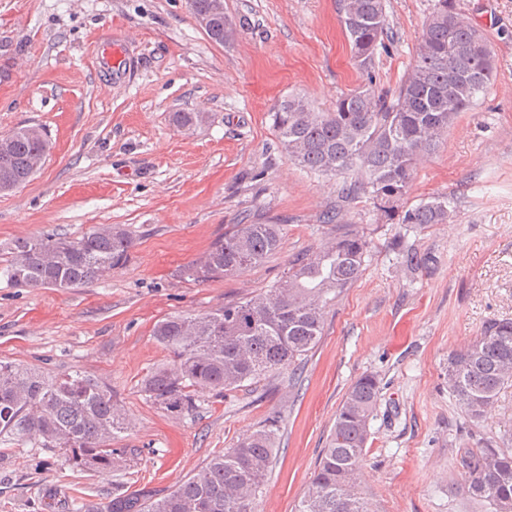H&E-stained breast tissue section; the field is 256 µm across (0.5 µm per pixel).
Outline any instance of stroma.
<instances>
[{
	"label": "stroma",
	"instance_id": "stroma-1",
	"mask_svg": "<svg viewBox=\"0 0 512 512\" xmlns=\"http://www.w3.org/2000/svg\"><path fill=\"white\" fill-rule=\"evenodd\" d=\"M434 4L387 0L394 42L374 58L376 91L393 93L411 69ZM453 4L484 33L496 77L385 212L366 195L341 204L337 179L276 146L282 98L328 112L365 82L337 0H224L237 35L223 45L186 0H0V134L36 125L52 142L27 184L0 192V268L19 238L120 224L134 240L126 261L86 287L15 288L0 276V361L97 377L130 419L113 445L134 451L99 474L0 436V512H47L52 491L93 503L116 491L164 495L272 418L276 448L257 508L295 512L346 392L367 373L380 386L359 468L371 512H486L460 492L459 460L478 439L512 434V387L474 425L444 375L487 320L512 319V0ZM176 112L206 119L183 130ZM434 196L448 200L447 223H400ZM337 206L368 253L298 371L199 392L180 419L149 401L143 379L173 358L154 325L270 288L327 241L322 216ZM255 223L279 225L278 253L203 284L181 276L232 225Z\"/></svg>",
	"mask_w": 512,
	"mask_h": 512
}]
</instances>
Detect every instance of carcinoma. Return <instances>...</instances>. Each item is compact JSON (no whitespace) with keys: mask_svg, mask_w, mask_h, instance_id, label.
<instances>
[{"mask_svg":"<svg viewBox=\"0 0 512 512\" xmlns=\"http://www.w3.org/2000/svg\"><path fill=\"white\" fill-rule=\"evenodd\" d=\"M194 17L211 15L206 31L224 40V0H188ZM339 20L353 59L368 84L342 96L330 112H319L300 96L281 100L272 112L278 147L299 166L323 175L358 170L338 193L346 202L368 194L394 207L409 187L415 167L433 152L462 112L474 108L491 84L494 53L482 32L437 0L428 17L415 64L396 94L375 93L369 73L378 48L394 41L386 0H338ZM201 112H175L172 122L191 128ZM51 140L41 127L22 126L0 136V191L29 182L32 162L46 158ZM448 221V200L435 198L404 212L413 227ZM323 223L331 239L290 263L277 284L249 298L228 300L203 314H182L158 322L154 339L174 354L173 363L153 370L143 392L179 419L196 408L195 392L218 394L254 382L269 372L296 366L319 342L332 296L359 276L369 242L339 212ZM277 224H235L181 274L205 283L262 263L281 249ZM133 240L119 225H102L79 238L52 234L15 241L0 273L16 288H80L101 279L125 260ZM452 397L479 422L500 391L512 386V319L488 320L475 340L452 353L445 372ZM379 398L375 375L365 374L348 389L327 448L297 512H370L355 470L371 436ZM126 429L124 409L112 389L75 371L49 375L0 362V434L40 448L62 450L65 461L83 471L110 473L133 454L112 441ZM276 429L259 426L237 444L203 463L165 495L115 494L103 505L63 502L66 512H256L255 501L270 470ZM460 490L490 512H512V448L485 439L465 452Z\"/></svg>","mask_w":512,"mask_h":512,"instance_id":"cac0c4a2","label":"carcinoma"}]
</instances>
